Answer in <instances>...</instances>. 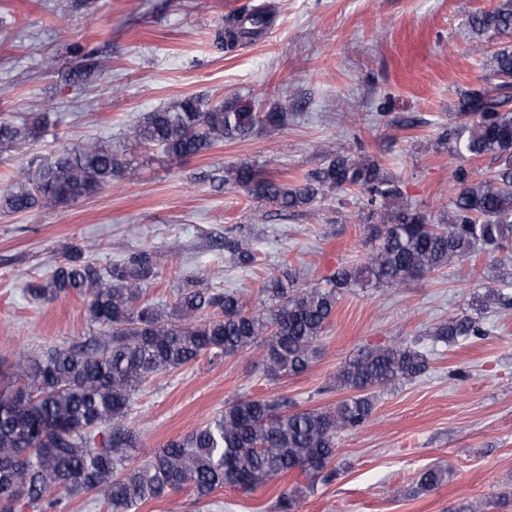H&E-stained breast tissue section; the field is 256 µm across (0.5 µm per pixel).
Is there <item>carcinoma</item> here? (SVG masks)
<instances>
[{"instance_id": "cac0c4a2", "label": "carcinoma", "mask_w": 512, "mask_h": 512, "mask_svg": "<svg viewBox=\"0 0 512 512\" xmlns=\"http://www.w3.org/2000/svg\"><path fill=\"white\" fill-rule=\"evenodd\" d=\"M270 25L254 10L224 23V48L258 36ZM478 37L512 36V0L469 18ZM486 86L466 91L462 119L446 130L451 152L468 161L484 157L490 174L474 176L458 166V192L448 213L436 220L417 206L399 204L402 184L371 159L338 152L323 167L288 184L242 163L224 181L243 187L281 213L307 209L325 193L356 190L370 206L374 238L364 261L336 271L329 288L303 289L291 272L270 274L260 293L270 309L248 310L233 291L180 288L172 321L144 301L145 286L161 278L154 251L141 249L106 267L88 257L89 246L74 245L49 276L27 288L33 300L50 303L68 295L86 300L92 326L78 341L52 345L36 355L20 352L0 376V512H47L75 493H84L108 512H138L141 505L181 488L211 506V494L225 486L252 492L278 477L299 472L310 481L335 474L337 440L361 428L374 409V390L420 376L426 356L405 340L368 349L336 373L335 385L352 395L336 409L286 410L279 399L237 398L183 437L169 441L137 463L132 452L139 434L125 423L134 399L157 375L203 357L218 361L255 345L266 348L272 374L305 372L331 323L338 296L369 283L392 289L472 258L481 247H512V45L489 56ZM288 113L273 107L253 112L230 101L209 103L196 96L147 112L132 129L139 146H158L172 159L197 156L219 142L245 140L259 127L279 128ZM46 130L37 116L16 122L0 115V152L25 161L23 179L0 194V211L10 214L53 209L90 197L114 179L134 180L138 169L126 155L96 143L64 147L43 159L28 155L30 143ZM224 252L248 268L253 243L224 238ZM470 316L450 317L432 332L436 342L484 336ZM444 480L438 469L424 471L419 489L429 492Z\"/></svg>"}]
</instances>
